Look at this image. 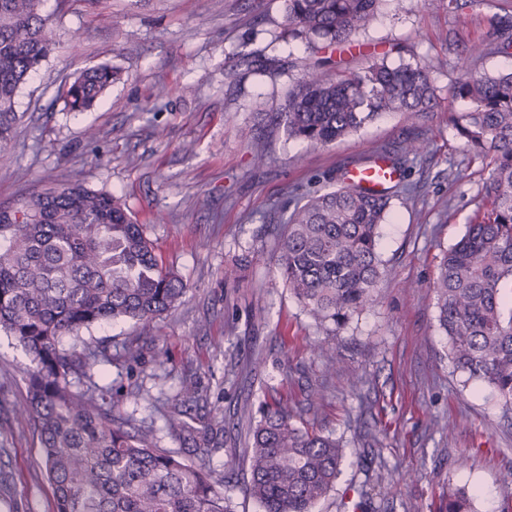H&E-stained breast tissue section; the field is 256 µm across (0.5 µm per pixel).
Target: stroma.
Segmentation results:
<instances>
[{
    "instance_id": "35a3bbf8",
    "label": "stroma",
    "mask_w": 512,
    "mask_h": 512,
    "mask_svg": "<svg viewBox=\"0 0 512 512\" xmlns=\"http://www.w3.org/2000/svg\"><path fill=\"white\" fill-rule=\"evenodd\" d=\"M387 0L353 50H336V78L385 60L429 66L433 112L382 117L324 148L266 129L262 113L304 74L309 51L284 32L286 0H46L59 45L16 97V124L0 157V208H16L49 186L82 182L122 197L186 292L150 334L131 321L84 337L108 345L95 380L109 387L117 416L152 422L161 447L180 445L155 412L175 404L185 376L207 394L188 416L224 413V449L209 465L234 512H261L248 496L241 455L251 422L288 404L297 425L329 435L347 457L316 512H442L449 485L476 494V512H512V411L467 379L448 357L431 283L444 252L464 234L488 171L449 167L462 142L448 123L453 88L465 72L512 70V56L460 60L449 33L478 41L504 0ZM293 56L292 70L254 75L240 54ZM109 64L119 79L91 109L69 111L66 86L83 69ZM427 152L381 227L386 271L371 304L335 334L286 287L277 242L295 200L328 189L406 135ZM266 162L254 168L253 156ZM140 348L127 360L123 349ZM29 358L0 331V512H53V489L31 427L14 417L27 396Z\"/></svg>"
}]
</instances>
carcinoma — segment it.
Wrapping results in <instances>:
<instances>
[{
    "instance_id": "carcinoma-1",
    "label": "carcinoma",
    "mask_w": 512,
    "mask_h": 512,
    "mask_svg": "<svg viewBox=\"0 0 512 512\" xmlns=\"http://www.w3.org/2000/svg\"><path fill=\"white\" fill-rule=\"evenodd\" d=\"M44 0H0V153L18 119L15 97L55 50L43 14ZM384 0H287L288 37L317 54L346 46L367 29ZM512 53V11L490 23L487 38L463 44L471 56L488 48ZM317 58L279 107L264 114L266 127L312 148L325 147L389 112L421 116L438 107L430 70L419 63L366 68L330 79ZM249 73L286 70L294 62L243 54ZM108 64L83 70L66 91L73 111L90 108L117 80ZM465 101L448 123L464 158L486 162L482 207L465 234L445 253L432 288L448 354L468 378L484 382L512 408V72L468 73L455 88ZM427 150L418 137L380 152L401 174ZM399 184L378 195L345 182L303 197L289 213L279 240L280 272L305 312L323 325L341 327L373 300L384 261L379 228ZM185 286L163 267L146 225L135 222L114 194L81 183L49 188L15 209H0V331L30 359L28 394L14 408L38 435L42 464L54 494V512H233L224 480L191 457L224 448V418L200 426L167 416L181 444L159 446L151 426L112 412L106 387L91 371L111 359L110 349L80 339L108 321L132 320L149 334L155 318L174 312ZM66 336L74 338L67 348ZM86 377L84 389L71 378ZM185 403L204 398L185 378ZM246 490L262 512H314L334 488L345 448L329 436L297 426L288 409L267 408L249 428ZM447 512H474L462 488L448 490Z\"/></svg>"
}]
</instances>
